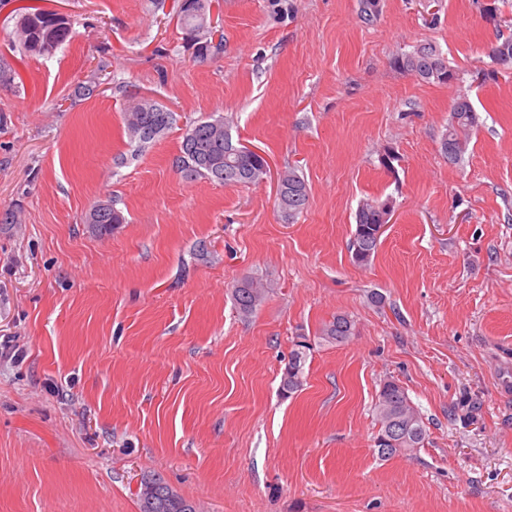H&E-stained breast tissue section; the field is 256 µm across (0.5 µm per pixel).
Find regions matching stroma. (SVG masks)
I'll return each mask as SVG.
<instances>
[{"mask_svg":"<svg viewBox=\"0 0 512 512\" xmlns=\"http://www.w3.org/2000/svg\"><path fill=\"white\" fill-rule=\"evenodd\" d=\"M33 2L75 35L23 54L17 0L0 5L17 72L0 87V213L21 216L0 224V512H138L147 472L199 512H512V65L488 55L512 5L496 27L488 0H377L369 22L361 0H219L224 48L200 61L161 0ZM425 42L452 84L394 65ZM461 95L478 125L455 164L440 139ZM134 96L177 123L118 168ZM210 115L271 176L176 172L185 125ZM288 167L309 189L293 219L276 204ZM110 196L126 221L101 236L82 217ZM366 199L393 212L360 266ZM248 275L270 292L243 319L231 288ZM340 313L350 339L316 347L283 396L293 337ZM389 379L428 439L383 458Z\"/></svg>","mask_w":512,"mask_h":512,"instance_id":"35a3bbf8","label":"stroma"}]
</instances>
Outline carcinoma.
I'll return each mask as SVG.
<instances>
[{
	"instance_id": "1",
	"label": "carcinoma",
	"mask_w": 512,
	"mask_h": 512,
	"mask_svg": "<svg viewBox=\"0 0 512 512\" xmlns=\"http://www.w3.org/2000/svg\"><path fill=\"white\" fill-rule=\"evenodd\" d=\"M211 6L212 0H173L171 9V18L176 20V26L183 35L197 32V37L191 42L196 46V58L200 60L223 47L224 37L214 39V26L201 24V16L211 15ZM16 32L26 53L42 56L45 43L60 46L71 36L72 29L68 19L54 10L20 7ZM489 57L497 64L511 63L512 34L498 38L490 49ZM393 63L423 82L446 85L456 80V72L448 66L447 57L432 43L420 44L413 51L396 56ZM144 102V110H139L135 103L124 113L129 145L135 153L151 144V141L141 139V129L152 127L163 116L166 117L164 130L171 129L175 123V113L152 99L146 98ZM477 123L478 117L470 100L465 96L458 97L452 105L448 129L441 140V151L453 153L451 162L460 161L467 151L468 140L461 137V132L475 127ZM173 167L189 181L203 179L220 185L255 184L270 174L266 159L234 141L229 123L224 121V117L213 115L186 127ZM308 199L307 182L297 169L288 168L278 173L276 201L284 217L290 219L301 212ZM381 206L382 202L378 200H366L356 211L349 251L353 253V261L359 265L368 264L380 244ZM124 222L125 216L117 207V200L112 198L95 202L83 217V223L93 224L104 233ZM268 294L269 286L260 277L249 276L238 281L232 290L237 313L245 318L252 316ZM353 329V320L346 314H338L322 325L317 336H298L281 376L283 393L290 396L304 386V366L314 344H342L352 336ZM373 413L380 435L387 431L391 422L402 424L400 434L395 438L396 444L378 449L385 458L411 452L424 446L428 439L421 415L405 388L394 380L381 384ZM142 482L149 483L153 493H136L139 512H197L195 503L180 495L161 475L150 473Z\"/></svg>"
}]
</instances>
